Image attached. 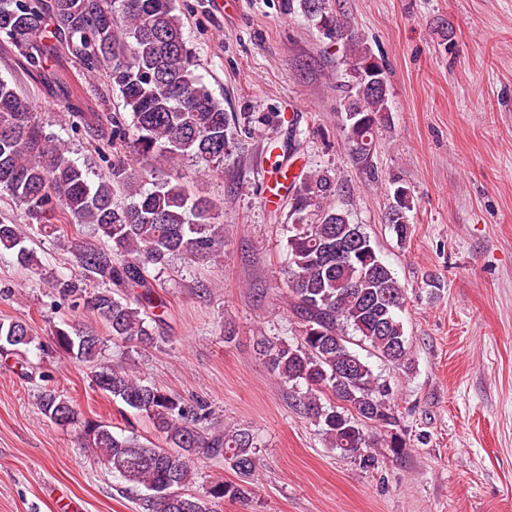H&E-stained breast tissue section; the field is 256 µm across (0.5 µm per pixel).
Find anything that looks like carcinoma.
I'll list each match as a JSON object with an SVG mask.
<instances>
[{"mask_svg": "<svg viewBox=\"0 0 512 512\" xmlns=\"http://www.w3.org/2000/svg\"><path fill=\"white\" fill-rule=\"evenodd\" d=\"M295 8L344 50V133L352 163L370 172L379 130L391 112L386 69L351 20L331 11L329 0H288V10ZM0 36L36 70L52 54L74 60L88 76L105 73L120 92L123 111L109 116L112 139L100 150L116 153L130 141L141 158L136 166L117 158L90 180L64 141L46 132L32 101L0 78V190L9 192L31 220L0 224V252L12 253L20 267L33 270L39 259L25 245L28 231L55 235L65 224L92 228L103 245H81L76 258L83 279L96 287L56 279L51 288L60 298L82 304L113 343L151 345L162 327L156 309L165 307L154 272L175 256L215 260L224 252L219 204L196 195L178 177L160 175L157 163L188 156L206 172L223 169L230 123L239 117L229 118L195 73L196 56L174 0H0ZM62 103L88 126L97 118L69 88ZM393 184L386 221L404 241L413 198L401 181ZM335 196L334 178L320 171L293 198L297 227L287 240L288 287L301 336L295 345L261 340L257 350L267 369L291 384L297 406L321 427L330 447L371 467L375 457L368 449L381 441L404 448L406 440L396 432L400 417L390 387L355 347L365 346L393 364L406 360L408 339L398 315L406 291ZM338 238L355 241L357 249L336 265L326 252L336 248ZM35 342L27 322L0 320V353L20 367L29 365ZM53 344L76 360L93 361L103 338L64 321ZM92 383L148 418L167 448L135 433L118 434L97 420H81L73 400L51 386L42 387L40 408L62 427L82 426L98 459L139 493L144 512H214L212 505L226 498L249 496V480L260 465L251 430L208 427L207 402L188 403L118 364H97ZM201 458L224 462L239 482L214 481L203 496L184 492Z\"/></svg>", "mask_w": 512, "mask_h": 512, "instance_id": "obj_1", "label": "carcinoma"}]
</instances>
